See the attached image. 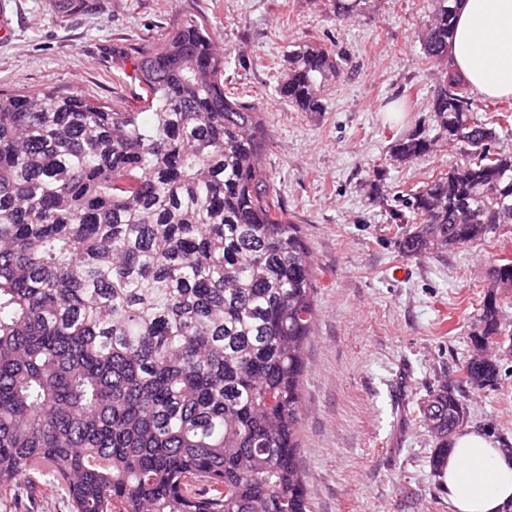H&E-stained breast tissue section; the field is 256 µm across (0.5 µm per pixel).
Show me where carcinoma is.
<instances>
[{
	"mask_svg": "<svg viewBox=\"0 0 512 512\" xmlns=\"http://www.w3.org/2000/svg\"><path fill=\"white\" fill-rule=\"evenodd\" d=\"M425 57H448L454 0H431ZM137 110L82 95L0 93V499L38 477L71 512H309L301 385L315 322L314 267L273 198L257 110L224 84L203 17L173 25L134 64ZM341 74L332 50L298 43L280 96L323 110ZM449 70L397 162L461 147L467 160L412 194L410 256L461 248L512 224V153L477 120ZM150 112L144 125L140 114ZM497 265L472 333L501 331ZM484 389L497 364L467 360ZM467 414L428 395L440 472Z\"/></svg>",
	"mask_w": 512,
	"mask_h": 512,
	"instance_id": "cac0c4a2",
	"label": "carcinoma"
}]
</instances>
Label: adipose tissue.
Wrapping results in <instances>:
<instances>
[{"label": "adipose tissue", "mask_w": 512, "mask_h": 512, "mask_svg": "<svg viewBox=\"0 0 512 512\" xmlns=\"http://www.w3.org/2000/svg\"><path fill=\"white\" fill-rule=\"evenodd\" d=\"M451 69L480 96L512 98V0H460ZM451 512H503L512 504V449L459 432L441 471Z\"/></svg>", "instance_id": "adipose-tissue-1"}]
</instances>
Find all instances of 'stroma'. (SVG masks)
Wrapping results in <instances>:
<instances>
[{"instance_id":"35a3bbf8","label":"stroma","mask_w":512,"mask_h":512,"mask_svg":"<svg viewBox=\"0 0 512 512\" xmlns=\"http://www.w3.org/2000/svg\"><path fill=\"white\" fill-rule=\"evenodd\" d=\"M62 14L54 0H0V90L82 94L123 108L138 91L134 62L185 17H206L224 48V75L248 90L269 141L275 195L315 263L316 325L305 350L301 460L312 512H450L420 407L429 390L460 385L470 327L512 225L445 254L410 257L391 212L399 195L460 163L437 151L399 163L398 135L429 120L439 69L416 38L430 0H363L337 15L329 0H103ZM295 43L334 49L342 76L324 109L278 96L277 68ZM412 96L413 112L390 113ZM496 386L466 390L467 427L512 448V341L499 347ZM0 512H70L62 488L16 493Z\"/></svg>"}]
</instances>
